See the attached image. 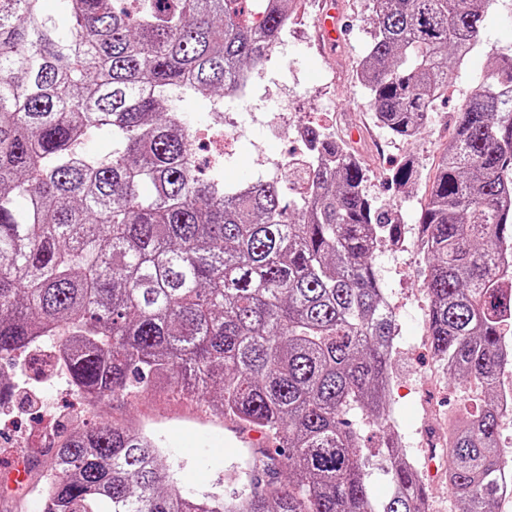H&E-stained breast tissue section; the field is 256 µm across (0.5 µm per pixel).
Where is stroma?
Instances as JSON below:
<instances>
[{"instance_id": "stroma-1", "label": "stroma", "mask_w": 512, "mask_h": 512, "mask_svg": "<svg viewBox=\"0 0 512 512\" xmlns=\"http://www.w3.org/2000/svg\"><path fill=\"white\" fill-rule=\"evenodd\" d=\"M326 2L310 0L300 28H289L273 63L261 72V86L247 93L241 107L245 123L235 155L224 164V181L257 177L262 159L296 154L293 136H266L265 124L280 104L282 88L290 94L289 125L321 127L357 152L369 171L367 191L375 206L392 211L407 230L404 249L395 252L381 246L372 265L398 310L389 410L405 453L420 466L426 437L447 436L449 417L465 398L477 395L478 388L448 381L432 357L425 289L428 262L415 245V231L437 158L454 134L459 105L496 57L512 54V0H488L477 46L462 64L449 67L447 91L429 113L420 137L408 140L393 138L374 121L373 103L355 76L372 29L370 0H337L347 35L331 47L321 44L316 26ZM410 157L417 159L420 176L410 187L395 189L389 174ZM45 405L43 416L0 421V512H43L39 486L44 461L60 440L90 419L109 424L131 420L152 435L165 454L170 478L190 497L247 493L253 487L260 449L256 432L213 415L204 403L152 394L119 398L91 412L63 383ZM360 433L369 458L366 482L380 501L391 491L382 444L377 430L365 426Z\"/></svg>"}]
</instances>
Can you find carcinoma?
Masks as SVG:
<instances>
[{"mask_svg":"<svg viewBox=\"0 0 512 512\" xmlns=\"http://www.w3.org/2000/svg\"><path fill=\"white\" fill-rule=\"evenodd\" d=\"M0 0V359L22 377L64 371L96 408L177 391L261 434L266 480L191 500L128 424L59 443L44 512H426V478L385 429L396 317L371 265L403 228L365 191L368 171L308 126L315 160L276 179L199 175L192 95L242 91L300 0ZM486 0H371L356 77L394 137L420 132L473 50ZM421 207L430 347L487 400L448 430L459 512L501 495L495 384L512 367V55L462 102ZM97 131L112 149L88 154ZM407 158L398 188L414 183ZM22 206H17L18 200ZM384 429L389 497L366 484L355 424Z\"/></svg>","mask_w":512,"mask_h":512,"instance_id":"cac0c4a2","label":"carcinoma"}]
</instances>
